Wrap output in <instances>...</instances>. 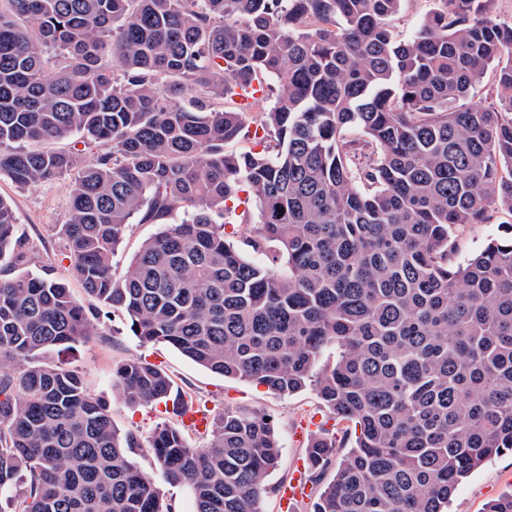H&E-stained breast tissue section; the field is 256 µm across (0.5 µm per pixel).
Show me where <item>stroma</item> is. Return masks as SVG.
<instances>
[{
	"label": "stroma",
	"instance_id": "stroma-1",
	"mask_svg": "<svg viewBox=\"0 0 512 512\" xmlns=\"http://www.w3.org/2000/svg\"><path fill=\"white\" fill-rule=\"evenodd\" d=\"M0 196L11 200L17 222L31 242L38 263L50 264L56 277L67 281L72 294L85 306H92V299L86 297L74 280L70 261L61 251L54 230L55 225L64 223L67 218V179L36 189H21L3 179L0 180ZM135 357L163 367L172 377L175 389L209 405L211 416H218L228 406L270 416L282 453L276 469L267 478L262 508L264 512H281L278 490L290 480L297 462L304 459L307 437L318 434L319 422L325 421L328 415L314 392L306 390L283 396L263 386L213 374L167 344L140 343L131 335L126 317L117 312L101 316L96 331L75 350L67 353L53 350L43 354L42 359L77 370L88 391L109 404L112 421L119 430H132L146 438L157 425L175 423L176 418L164 404L130 405L113 390V369ZM510 490L511 453L496 458L464 481L450 503V512H485L487 503Z\"/></svg>",
	"mask_w": 512,
	"mask_h": 512
}]
</instances>
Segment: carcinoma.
Masks as SVG:
<instances>
[{"label":"carcinoma","mask_w":512,"mask_h":512,"mask_svg":"<svg viewBox=\"0 0 512 512\" xmlns=\"http://www.w3.org/2000/svg\"><path fill=\"white\" fill-rule=\"evenodd\" d=\"M401 2L0 0V180L70 178L58 237L97 302L30 269L0 198V496L25 479L14 512H171L160 481L194 512H263L281 457L269 416L226 407L201 448L160 427L152 474L80 373L40 361L81 344L103 308L225 378L310 387L354 428L342 456L322 435L305 448L312 472L336 465L312 512H448L512 452V234L452 253L459 229L512 223V20L493 0H435L402 41ZM268 79L251 110L225 105ZM235 222L254 225L262 258L229 241ZM131 224L158 232L118 276ZM112 386L187 403L141 358ZM160 488L164 493L167 503H171L173 512H192L193 503L187 491L182 487H171L160 483Z\"/></svg>","instance_id":"carcinoma-1"}]
</instances>
